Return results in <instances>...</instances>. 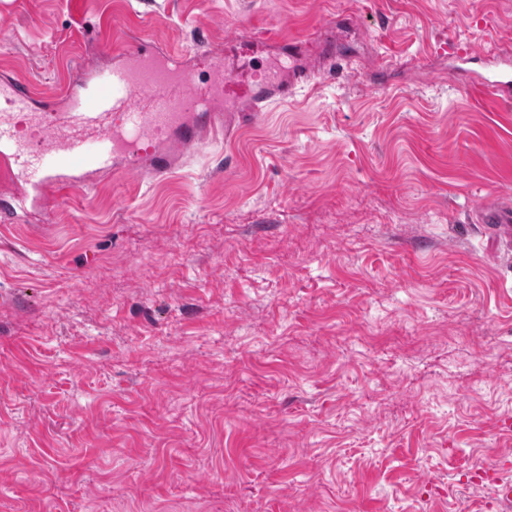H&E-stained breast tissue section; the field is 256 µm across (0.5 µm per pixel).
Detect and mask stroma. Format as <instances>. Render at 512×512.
I'll use <instances>...</instances> for the list:
<instances>
[{"label":"stroma","mask_w":512,"mask_h":512,"mask_svg":"<svg viewBox=\"0 0 512 512\" xmlns=\"http://www.w3.org/2000/svg\"><path fill=\"white\" fill-rule=\"evenodd\" d=\"M312 34L234 139L0 223V512H497L512 223L474 217L512 208V101L452 75L512 0H0V72Z\"/></svg>","instance_id":"35a3bbf8"}]
</instances>
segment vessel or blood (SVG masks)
I'll return each instance as SVG.
<instances>
[{
	"label": "vessel or blood",
	"mask_w": 512,
	"mask_h": 512,
	"mask_svg": "<svg viewBox=\"0 0 512 512\" xmlns=\"http://www.w3.org/2000/svg\"><path fill=\"white\" fill-rule=\"evenodd\" d=\"M296 39L278 67L239 69L231 56L203 47L191 64L156 39L124 42L111 68L85 69L62 95L41 97L19 79L0 81V180L12 185L0 201V222L14 224L26 203L65 199L102 173L124 167L141 178L163 177L181 157L217 136L256 121L312 77L297 61ZM496 69L479 87L512 99V51L498 48ZM220 69L223 81L203 87L195 68ZM98 144L86 152L87 141Z\"/></svg>",
	"instance_id": "1"
}]
</instances>
